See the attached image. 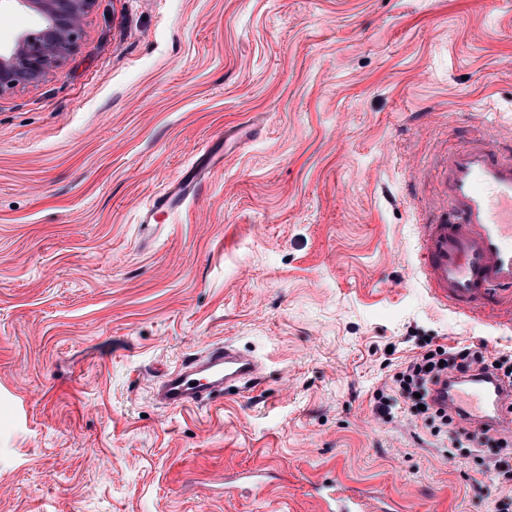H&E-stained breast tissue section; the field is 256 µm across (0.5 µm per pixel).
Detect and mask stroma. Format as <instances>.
Here are the masks:
<instances>
[{
	"label": "stroma",
	"mask_w": 512,
	"mask_h": 512,
	"mask_svg": "<svg viewBox=\"0 0 512 512\" xmlns=\"http://www.w3.org/2000/svg\"><path fill=\"white\" fill-rule=\"evenodd\" d=\"M512 157V0H96L76 50L0 96V512H495L498 451L374 393L421 344L512 356L417 273L450 152ZM203 190L140 230L150 198ZM232 342L258 380L169 409ZM256 375L257 364L252 356L232 345L217 344L161 374L153 395L164 407L199 408L209 403L212 394L245 387L257 379Z\"/></svg>",
	"instance_id": "1"
}]
</instances>
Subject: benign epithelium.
<instances>
[{"instance_id": "obj_1", "label": "benign epithelium", "mask_w": 512, "mask_h": 512, "mask_svg": "<svg viewBox=\"0 0 512 512\" xmlns=\"http://www.w3.org/2000/svg\"><path fill=\"white\" fill-rule=\"evenodd\" d=\"M38 18L34 29L0 47V96L43 78L77 47L96 0H13Z\"/></svg>"}]
</instances>
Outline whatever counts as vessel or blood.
<instances>
[{"instance_id":"b4317fda","label":"vessel or blood","mask_w":512,"mask_h":512,"mask_svg":"<svg viewBox=\"0 0 512 512\" xmlns=\"http://www.w3.org/2000/svg\"><path fill=\"white\" fill-rule=\"evenodd\" d=\"M201 189V184L186 183L160 193L143 224H152L161 213L175 215ZM442 203L451 219L424 225L418 251V274L433 297L465 310L490 289L512 288V158L499 156L486 142L449 153ZM256 375L252 356L217 344L161 374L153 395L168 408H199L212 394L248 385ZM434 397L473 431L512 425V386L497 379L452 373Z\"/></svg>"}]
</instances>
